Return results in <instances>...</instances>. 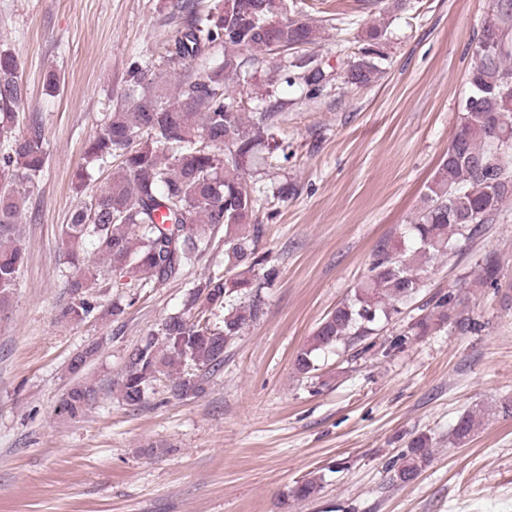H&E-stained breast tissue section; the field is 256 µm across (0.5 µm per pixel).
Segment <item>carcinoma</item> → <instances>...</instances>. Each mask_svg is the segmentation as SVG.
<instances>
[{
	"mask_svg": "<svg viewBox=\"0 0 512 512\" xmlns=\"http://www.w3.org/2000/svg\"><path fill=\"white\" fill-rule=\"evenodd\" d=\"M385 36L382 26L368 27L350 55L347 84L366 87L383 76ZM321 39L322 28L288 0H216L205 14L188 6L160 60L132 68L127 92L88 140L86 163L111 161L114 168L107 186L78 203L63 226L68 257L77 258L89 242L112 270L144 288L184 277L203 255L224 246V271L194 284L183 312L165 318L130 350L117 382L126 405L145 403L159 375L167 378L174 398L201 396L209 377L223 367L230 344L264 314L259 290L275 278L276 269L260 248L263 225L257 213L263 204L270 211L294 195L296 185L282 182L262 199L257 183L282 147L271 129L279 124L285 103L270 101L248 121V108L232 93L230 81L281 54L283 63L276 67L280 82L304 86L317 98L327 88L328 72L303 50ZM215 46L224 47L221 62L186 70V65L206 60ZM20 71L18 56L0 48V134L14 124L26 97ZM507 75H512V0H493L490 19L475 43L460 128L408 227L419 247L411 254L379 248L370 278L320 322L309 345L297 353L298 373L317 370V351L369 336L379 323L401 313L421 286L418 259L452 258L458 238L478 236L512 204V188H506L512 184V88L504 83ZM46 160L37 124L0 152L1 306L24 262L18 224ZM220 227L222 244L216 242ZM99 274L98 268L83 265L68 279L73 301L63 308V319L82 322L98 310L91 296ZM499 275L498 257L488 251L477 263L474 284L492 287ZM219 308L224 316L213 324L207 313ZM444 324L462 334L479 328L466 314L464 299L450 291L413 318L394 346ZM96 353L92 346L74 356L70 373H82ZM97 395L96 383L86 377L63 394L56 415L81 417ZM479 426L478 415L468 411L454 426L453 438L464 443ZM430 459L428 438L413 439L392 463V479L413 480ZM320 489L321 478L313 476L291 494L306 500Z\"/></svg>",
	"mask_w": 512,
	"mask_h": 512,
	"instance_id": "carcinoma-1",
	"label": "carcinoma"
}]
</instances>
